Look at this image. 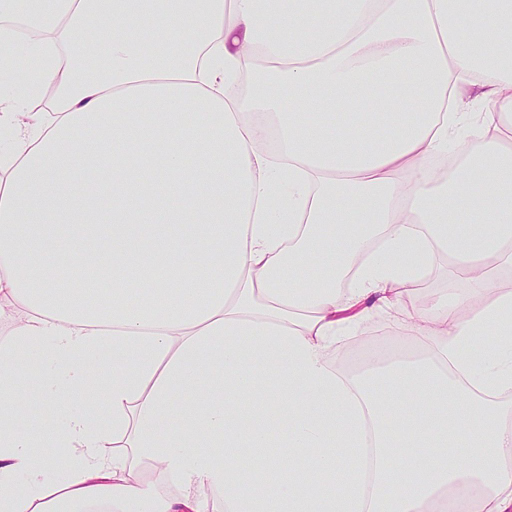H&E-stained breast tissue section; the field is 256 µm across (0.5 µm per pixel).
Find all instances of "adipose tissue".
<instances>
[{
    "instance_id": "ef3b65f1",
    "label": "adipose tissue",
    "mask_w": 512,
    "mask_h": 512,
    "mask_svg": "<svg viewBox=\"0 0 512 512\" xmlns=\"http://www.w3.org/2000/svg\"><path fill=\"white\" fill-rule=\"evenodd\" d=\"M17 47L36 71L0 90V304L20 310L0 372L98 377L112 424L86 402L25 427L1 389L0 512H447L456 491L512 512V0H0ZM260 74L287 97L237 95ZM63 224L99 244L79 255L94 299L52 275ZM441 259L468 286L419 303ZM383 308L410 353L335 368Z\"/></svg>"
}]
</instances>
